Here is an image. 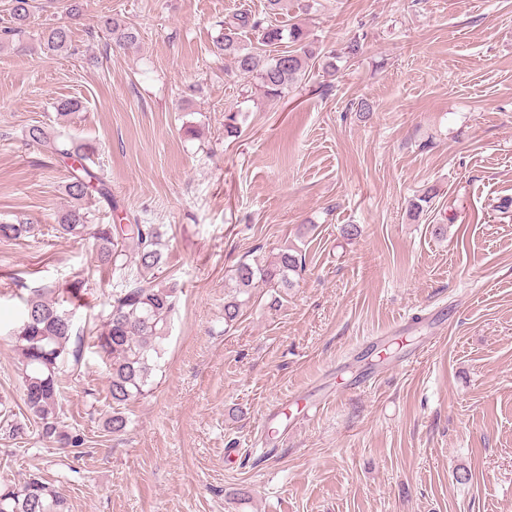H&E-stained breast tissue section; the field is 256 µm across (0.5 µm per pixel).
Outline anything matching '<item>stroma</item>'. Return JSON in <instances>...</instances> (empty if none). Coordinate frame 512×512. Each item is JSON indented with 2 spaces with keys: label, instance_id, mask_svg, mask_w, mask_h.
<instances>
[{
  "label": "stroma",
  "instance_id": "stroma-1",
  "mask_svg": "<svg viewBox=\"0 0 512 512\" xmlns=\"http://www.w3.org/2000/svg\"><path fill=\"white\" fill-rule=\"evenodd\" d=\"M81 3L71 21L35 0L0 47V224L33 226L0 241V404L26 415L11 337L24 298L84 280L59 407L85 444L0 435V479L41 473L70 512H512V0ZM245 9L301 23L322 53L362 52L266 97L215 52ZM107 16L138 41L111 44ZM64 22L70 51L41 50L38 32ZM65 98L112 189L88 203L96 223L117 208L159 225L157 274L180 288L121 433L89 336L112 269L93 240L53 231L70 164L26 137ZM287 245L305 258L293 287L256 283L225 325L236 267Z\"/></svg>",
  "mask_w": 512,
  "mask_h": 512
}]
</instances>
